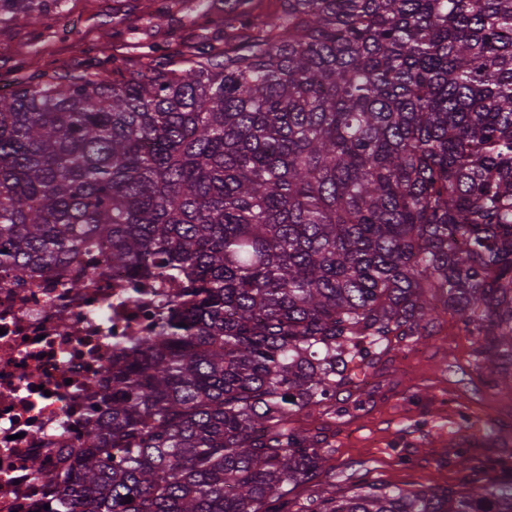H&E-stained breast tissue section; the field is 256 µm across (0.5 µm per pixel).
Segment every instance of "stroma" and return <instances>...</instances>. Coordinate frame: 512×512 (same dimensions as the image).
Returning <instances> with one entry per match:
<instances>
[{
  "mask_svg": "<svg viewBox=\"0 0 512 512\" xmlns=\"http://www.w3.org/2000/svg\"><path fill=\"white\" fill-rule=\"evenodd\" d=\"M226 0H63L61 19L0 23V93L36 71L81 72L108 61L124 69L152 50L183 64L200 49L224 48ZM122 36H114V29ZM457 318L441 314L433 335L392 344L340 388L331 407L296 415L292 428L320 434L331 450L338 485L475 488L512 473V391L493 386L477 367ZM472 411L475 425L461 416ZM465 449L475 470L456 466Z\"/></svg>",
  "mask_w": 512,
  "mask_h": 512,
  "instance_id": "35a3bbf8",
  "label": "stroma"
}]
</instances>
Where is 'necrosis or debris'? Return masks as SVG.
<instances>
[{"label": "necrosis or debris", "mask_w": 512, "mask_h": 512, "mask_svg": "<svg viewBox=\"0 0 512 512\" xmlns=\"http://www.w3.org/2000/svg\"><path fill=\"white\" fill-rule=\"evenodd\" d=\"M57 268L33 288L0 271V512H46L54 498L32 471L40 459L56 481L84 420L112 395V361L160 327L176 285L132 284L108 270L71 291Z\"/></svg>", "instance_id": "4bbe7bcc"}]
</instances>
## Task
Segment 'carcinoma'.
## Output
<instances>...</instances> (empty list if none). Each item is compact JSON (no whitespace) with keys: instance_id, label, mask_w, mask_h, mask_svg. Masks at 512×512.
<instances>
[{"instance_id":"carcinoma-1","label":"carcinoma","mask_w":512,"mask_h":512,"mask_svg":"<svg viewBox=\"0 0 512 512\" xmlns=\"http://www.w3.org/2000/svg\"><path fill=\"white\" fill-rule=\"evenodd\" d=\"M60 2L0 0V22ZM233 2L221 52L35 72L0 94V268L180 288L112 363L58 503L512 512V479L339 494L330 451L288 426L391 337L432 335L439 304L512 386V0Z\"/></svg>"}]
</instances>
